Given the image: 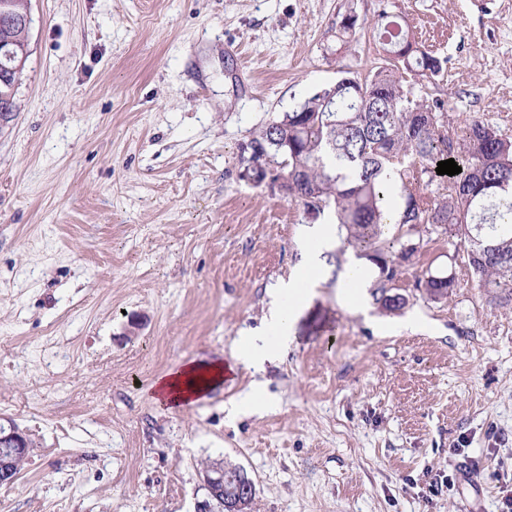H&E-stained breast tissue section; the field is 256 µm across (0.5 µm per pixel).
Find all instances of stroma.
<instances>
[{
  "instance_id": "35a3bbf8",
  "label": "stroma",
  "mask_w": 512,
  "mask_h": 512,
  "mask_svg": "<svg viewBox=\"0 0 512 512\" xmlns=\"http://www.w3.org/2000/svg\"><path fill=\"white\" fill-rule=\"evenodd\" d=\"M402 16L441 71L417 93L456 130L512 136V0H31L29 55L0 123V416L33 442L0 512H194L211 462L252 512H499L512 488V301L428 230L386 310L339 284L333 241L254 376L157 405L161 374L235 364L328 212L246 175L253 131L379 64L369 24ZM354 34H336L347 16ZM455 275L448 298L417 277ZM455 476L430 494V483Z\"/></svg>"
}]
</instances>
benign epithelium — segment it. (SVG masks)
I'll list each match as a JSON object with an SVG mask.
<instances>
[{
    "instance_id": "1",
    "label": "benign epithelium",
    "mask_w": 512,
    "mask_h": 512,
    "mask_svg": "<svg viewBox=\"0 0 512 512\" xmlns=\"http://www.w3.org/2000/svg\"><path fill=\"white\" fill-rule=\"evenodd\" d=\"M30 31V8L20 13L11 11L7 0H0V23ZM19 46L8 38L0 39V83L7 82L18 71L24 58L18 57ZM32 442L13 421L0 423V480L15 478L20 463L26 460ZM206 497L197 502L195 512H249L244 503L255 499L256 488L240 469L209 465L203 476Z\"/></svg>"
}]
</instances>
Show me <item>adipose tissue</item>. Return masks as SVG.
<instances>
[{
  "label": "adipose tissue",
  "instance_id": "adipose-tissue-1",
  "mask_svg": "<svg viewBox=\"0 0 512 512\" xmlns=\"http://www.w3.org/2000/svg\"><path fill=\"white\" fill-rule=\"evenodd\" d=\"M317 281L313 262H306L303 270L282 282L272 293L270 317L264 347H257L251 337L238 340L237 363L254 371H261L264 361L270 359L288 343V328L296 310L304 303ZM236 365L224 362L190 361L159 376L152 385V396L158 405L169 407L190 404L222 386L233 374Z\"/></svg>",
  "mask_w": 512,
  "mask_h": 512
}]
</instances>
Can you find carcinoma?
<instances>
[{
  "mask_svg": "<svg viewBox=\"0 0 512 512\" xmlns=\"http://www.w3.org/2000/svg\"><path fill=\"white\" fill-rule=\"evenodd\" d=\"M371 27L387 64L363 81L348 78L344 89L325 87L259 128L246 145L247 174L271 187L282 176L289 198L329 210L346 230L344 243L379 268L373 288L386 309L404 303L389 291L428 224L468 244L466 266L478 287L512 299V138L480 119L455 136L445 113L416 95L419 81L440 71V59L386 12ZM448 159L462 172L435 195L438 162ZM455 282L453 274H428L415 287L440 300Z\"/></svg>",
  "mask_w": 512,
  "mask_h": 512,
  "instance_id": "carcinoma-1",
  "label": "carcinoma"
}]
</instances>
